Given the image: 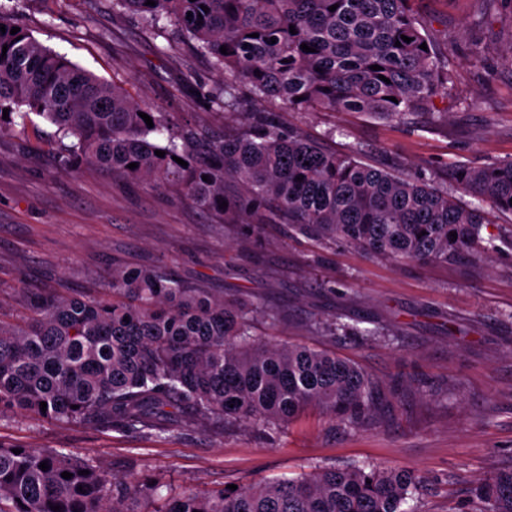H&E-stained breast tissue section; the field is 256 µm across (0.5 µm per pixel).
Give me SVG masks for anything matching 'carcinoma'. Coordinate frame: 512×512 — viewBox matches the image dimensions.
Returning <instances> with one entry per match:
<instances>
[{"label":"carcinoma","instance_id":"carcinoma-1","mask_svg":"<svg viewBox=\"0 0 512 512\" xmlns=\"http://www.w3.org/2000/svg\"><path fill=\"white\" fill-rule=\"evenodd\" d=\"M410 3L112 0L114 14L210 60L221 82L200 93L203 104L220 117L239 112L217 124L141 105L0 8V49L8 47L0 56V134L37 118L55 127L64 173L94 167L162 185L223 224H284L323 246L341 240L372 256L446 263L477 249L486 223L480 207L424 176L368 164L357 149L332 150L279 118L282 109H319L385 122L415 113L438 119L434 100L448 94L452 75ZM451 181L512 213V159L459 164ZM111 291L110 299L41 292L28 317L0 318V415L166 440L192 426L279 429L309 408L355 429L376 410L377 385L355 363L254 336L252 322L277 318L257 303L217 296L158 266L113 268ZM12 449L0 443V512H138L128 502L140 499L159 502L150 512H412L405 505L421 487L420 476L399 467L330 466L234 491L162 496L161 484L116 479L85 455ZM479 501V512H512V467L481 486Z\"/></svg>","mask_w":512,"mask_h":512}]
</instances>
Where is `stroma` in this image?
Masks as SVG:
<instances>
[{
	"label": "stroma",
	"mask_w": 512,
	"mask_h": 512,
	"mask_svg": "<svg viewBox=\"0 0 512 512\" xmlns=\"http://www.w3.org/2000/svg\"><path fill=\"white\" fill-rule=\"evenodd\" d=\"M46 47L124 85L157 112H199L181 93L209 87V61L178 46L161 55L112 0H0ZM437 37L453 76L435 100L440 121L412 114L399 123L348 112H281L284 126L404 176L448 184L453 164L512 158V10L489 11L475 27L479 0H412ZM53 126L0 135V313L18 319L29 291L109 295L115 266L162 265L225 298L280 312L256 335L279 345L307 344L356 363L380 389L376 413L352 430L310 409L265 433L231 427L183 429L152 440L133 432L52 423L29 414L0 417V442L67 448L110 473L137 470L179 493L296 477L325 466H400L418 473L415 512H475L484 479L512 465V215L489 212L491 248L441 264L367 255L339 242L323 248L287 226L222 228L169 190L118 181L94 168L58 172L48 147ZM336 315L389 332L392 345L358 336H324L315 326Z\"/></svg>",
	"instance_id": "stroma-1"
}]
</instances>
